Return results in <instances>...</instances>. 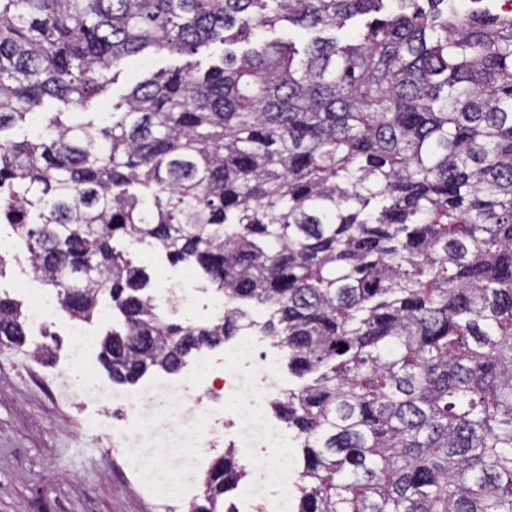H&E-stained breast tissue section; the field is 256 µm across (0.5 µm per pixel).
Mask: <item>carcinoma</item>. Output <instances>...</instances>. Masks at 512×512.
Masks as SVG:
<instances>
[{
  "instance_id": "cac0c4a2",
  "label": "carcinoma",
  "mask_w": 512,
  "mask_h": 512,
  "mask_svg": "<svg viewBox=\"0 0 512 512\" xmlns=\"http://www.w3.org/2000/svg\"><path fill=\"white\" fill-rule=\"evenodd\" d=\"M429 2L0 0V225L69 317L108 294L117 384L267 308L300 380L276 405L293 512H512V17ZM212 42L219 63L136 82L98 127L54 112L7 135L105 93L130 55ZM145 242L234 308L158 318L118 248ZM25 324L0 297V347ZM242 478L225 452L194 512Z\"/></svg>"
}]
</instances>
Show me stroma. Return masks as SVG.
Masks as SVG:
<instances>
[{
  "label": "stroma",
  "mask_w": 512,
  "mask_h": 512,
  "mask_svg": "<svg viewBox=\"0 0 512 512\" xmlns=\"http://www.w3.org/2000/svg\"><path fill=\"white\" fill-rule=\"evenodd\" d=\"M184 62L169 53L127 58L107 91L85 105L89 120L101 123L138 79ZM75 326L90 336L91 370L108 383L98 361L105 326L94 320L77 323L55 313L43 340L51 356L30 369L17 351L0 349V512H156L154 500L141 494L142 485L164 490L171 499L184 479L203 484L204 473L191 467L194 426L182 406L147 415L145 442L167 459L157 468L138 469L127 449L109 446L102 429L122 418L120 405L70 406L54 399L52 391L70 366Z\"/></svg>",
  "instance_id": "35a3bbf8"
}]
</instances>
